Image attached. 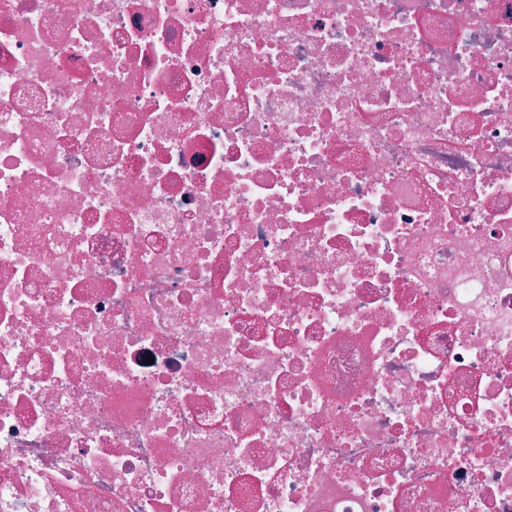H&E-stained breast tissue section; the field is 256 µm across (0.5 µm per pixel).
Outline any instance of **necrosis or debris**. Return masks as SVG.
<instances>
[{
    "label": "necrosis or debris",
    "instance_id": "obj_1",
    "mask_svg": "<svg viewBox=\"0 0 512 512\" xmlns=\"http://www.w3.org/2000/svg\"><path fill=\"white\" fill-rule=\"evenodd\" d=\"M0 512H512V0H0Z\"/></svg>",
    "mask_w": 512,
    "mask_h": 512
}]
</instances>
